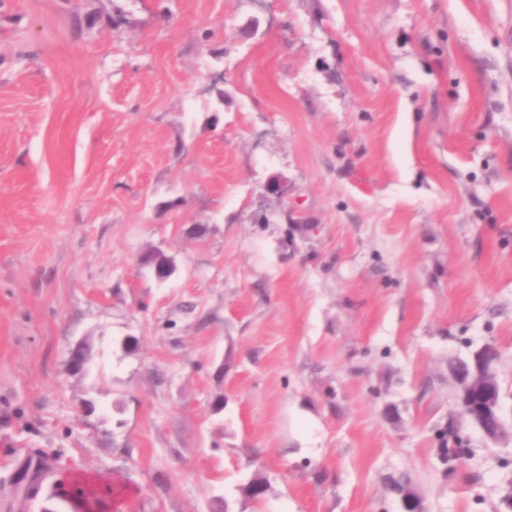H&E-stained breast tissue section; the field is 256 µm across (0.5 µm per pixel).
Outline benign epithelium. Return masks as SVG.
<instances>
[{
  "mask_svg": "<svg viewBox=\"0 0 512 512\" xmlns=\"http://www.w3.org/2000/svg\"><path fill=\"white\" fill-rule=\"evenodd\" d=\"M139 266L150 271L154 278L163 282L174 273L173 264L159 251H150L139 257ZM496 348L486 344L476 349L468 365L463 370H452V376L458 392L461 409L471 412L472 402L481 403V414L492 415L495 424L491 428H482L484 435L491 441L498 442L512 438V424L504 422L501 415V397L498 386L497 361L491 358ZM401 512H425L418 494L406 490L400 497Z\"/></svg>",
  "mask_w": 512,
  "mask_h": 512,
  "instance_id": "obj_1",
  "label": "benign epithelium"
}]
</instances>
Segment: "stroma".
Segmentation results:
<instances>
[{"label": "stroma", "instance_id": "1", "mask_svg": "<svg viewBox=\"0 0 512 512\" xmlns=\"http://www.w3.org/2000/svg\"><path fill=\"white\" fill-rule=\"evenodd\" d=\"M485 344L512 423V0H0V512H501ZM138 261L139 266L150 271L159 282L166 281L174 273L173 264L159 251L146 252ZM496 350L493 345H483L472 353L465 369L449 370L456 385L461 409L470 414L473 400L478 399L481 403V414L494 416L493 427L485 428L480 425L484 435L494 442L512 437V424L508 426L501 415L497 361L491 358V353ZM28 465L21 470L15 482L16 495H22L25 499L33 483L41 485L43 477L49 473L52 468L47 460L40 456H30L26 462Z\"/></svg>", "mask_w": 512, "mask_h": 512}]
</instances>
